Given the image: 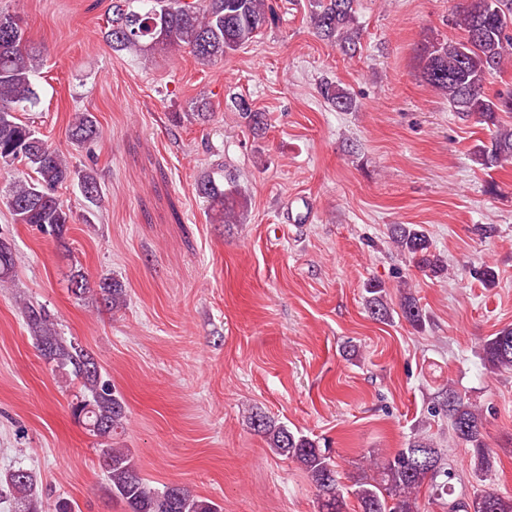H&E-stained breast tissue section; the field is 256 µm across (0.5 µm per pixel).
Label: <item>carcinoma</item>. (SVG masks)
<instances>
[{
  "label": "carcinoma",
  "mask_w": 512,
  "mask_h": 512,
  "mask_svg": "<svg viewBox=\"0 0 512 512\" xmlns=\"http://www.w3.org/2000/svg\"><path fill=\"white\" fill-rule=\"evenodd\" d=\"M309 20L315 35L339 46L346 55L357 51L360 29L357 0H308ZM273 15L267 0H113L112 18L104 32L115 51H134L143 57L152 52H178L208 65L254 41ZM456 25L465 33L459 41L427 40L419 50V62L427 85L448 97V104L464 118H474L495 127L490 145L479 149L477 159L486 169L512 164V126L501 123L500 113H512L508 94L485 92L490 76L501 72L512 59V0H468L459 6ZM45 49L31 44L18 19L0 14V167L25 165L30 179L13 182L7 205L17 224H31L62 242L73 221V211L60 197L59 189L78 180L83 198L93 205L100 200V186L91 172L76 175L69 161L35 128L15 113L39 102L37 78ZM320 94L337 112L356 109L354 98L332 82L320 86ZM234 107L254 135L266 132L265 115L255 109ZM69 136L77 145H86L100 136L96 118L89 112L75 114ZM197 195L204 199L219 224H241L247 212V198L234 177L224 169L207 172L196 183ZM391 244L414 266L436 274L444 261L431 250L423 230L415 224H395ZM14 254L10 244L0 241V279L13 272ZM68 288L78 299L90 298L106 309L126 306L125 288L111 278L96 282L82 270L71 273ZM378 285L370 286L368 309L384 320L387 306ZM21 314L41 357L49 364L68 371L82 387L81 398L72 404V414L93 436L105 441L124 430L126 406L116 388L102 375L93 354L75 341L59 336L51 315L38 304L24 301ZM405 320L418 326L424 314L416 301L406 296L402 304ZM483 360L490 371H512V327H505L485 340ZM441 409L448 416L452 436L474 449L473 467L485 476L493 467V449L484 441L482 412L453 387L441 391ZM253 429L262 434L278 456L300 466L318 491L320 512H343L348 493L357 500L361 512H420L419 493L431 487L433 497L448 512H512V497L488 488L471 498L452 497L446 461L432 438L419 434L386 456L371 451L362 461V474L353 487L340 481L336 462L329 449L297 434L262 414L250 416ZM106 460L102 471L112 497L126 506V512H222L214 501L171 484L156 489L141 476L135 461L124 448H100ZM11 501L13 512H39L35 495L36 477L18 467L0 481ZM450 500H445V497Z\"/></svg>",
  "instance_id": "cac0c4a2"
}]
</instances>
